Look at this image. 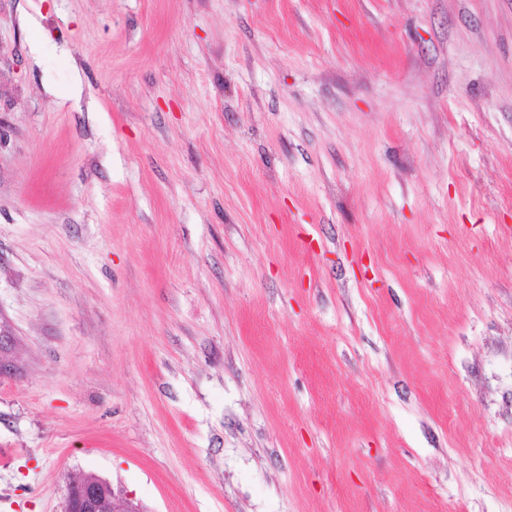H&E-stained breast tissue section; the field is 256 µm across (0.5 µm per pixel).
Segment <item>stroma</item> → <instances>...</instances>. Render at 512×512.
I'll list each match as a JSON object with an SVG mask.
<instances>
[{
    "label": "stroma",
    "mask_w": 512,
    "mask_h": 512,
    "mask_svg": "<svg viewBox=\"0 0 512 512\" xmlns=\"http://www.w3.org/2000/svg\"><path fill=\"white\" fill-rule=\"evenodd\" d=\"M0 512H512V0H0ZM102 488V490H101ZM131 499L117 494L96 476H87L67 487L64 512H139Z\"/></svg>",
    "instance_id": "stroma-1"
}]
</instances>
